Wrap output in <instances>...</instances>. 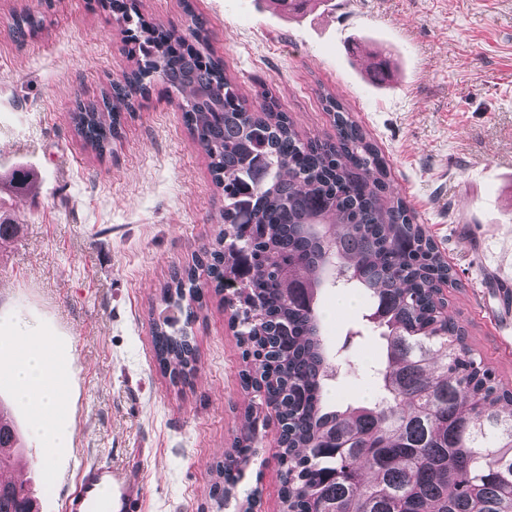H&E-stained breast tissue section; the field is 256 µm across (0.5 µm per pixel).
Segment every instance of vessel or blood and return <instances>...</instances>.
Returning <instances> with one entry per match:
<instances>
[{"instance_id": "obj_1", "label": "vessel or blood", "mask_w": 512, "mask_h": 512, "mask_svg": "<svg viewBox=\"0 0 512 512\" xmlns=\"http://www.w3.org/2000/svg\"><path fill=\"white\" fill-rule=\"evenodd\" d=\"M65 512H133L142 485L131 471L108 464H84Z\"/></svg>"}]
</instances>
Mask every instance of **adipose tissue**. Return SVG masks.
Returning a JSON list of instances; mask_svg holds the SVG:
<instances>
[{
  "label": "adipose tissue",
  "mask_w": 512,
  "mask_h": 512,
  "mask_svg": "<svg viewBox=\"0 0 512 512\" xmlns=\"http://www.w3.org/2000/svg\"><path fill=\"white\" fill-rule=\"evenodd\" d=\"M20 355L12 366V376L20 398L36 406V423L39 430H47V418L60 404V392L56 386V365L50 350L33 337L17 335Z\"/></svg>",
  "instance_id": "ef3b65f1"
}]
</instances>
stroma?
I'll return each instance as SVG.
<instances>
[{
	"mask_svg": "<svg viewBox=\"0 0 512 512\" xmlns=\"http://www.w3.org/2000/svg\"><path fill=\"white\" fill-rule=\"evenodd\" d=\"M24 8L46 29L19 44L8 28ZM140 11L180 34L203 17L248 104L272 97L304 136L334 134L322 90L350 108L461 282L446 293L449 313L512 386V311L496 286L512 280V0H325L298 16L266 0H142ZM362 43L391 61V80L361 67ZM132 62L98 0H0V213L18 226L0 248V336L21 324L49 345L64 377L58 425L70 433L44 459L51 442L34 434L32 407L0 392L26 445L19 469L39 512H62L79 463L100 459L139 474L138 512H242L252 495L259 512H279L278 426L251 406L229 308L212 299L199 311L190 380L172 384L155 366L160 290L214 240L224 206L177 95L152 82L100 159L69 124L76 100L98 99ZM17 169L33 176L27 190L10 182ZM336 300L331 290L321 299L341 368L330 396L366 403L375 390L363 363L381 341L365 298L343 311ZM249 431L251 464L214 498L217 462ZM49 465L50 496L40 480Z\"/></svg>",
	"mask_w": 512,
	"mask_h": 512,
	"instance_id": "obj_1",
	"label": "stroma"
}]
</instances>
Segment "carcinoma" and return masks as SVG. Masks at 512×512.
Wrapping results in <instances>:
<instances>
[{"label": "carcinoma", "instance_id": "cac0c4a2", "mask_svg": "<svg viewBox=\"0 0 512 512\" xmlns=\"http://www.w3.org/2000/svg\"><path fill=\"white\" fill-rule=\"evenodd\" d=\"M139 55L124 82L98 102L78 103L69 122L101 158L122 114L153 77L174 92L195 143L224 195L220 228L197 263L161 291L169 314L152 332L155 360L171 379L194 369L187 325L209 293L231 310L246 386L279 412L281 512H512V389L476 359L466 330L444 310L438 288L459 286L426 227L390 191V169L369 133L330 92L322 94L334 137L303 139L269 100L247 106L205 21L191 16L196 47L145 18L137 0L122 12ZM43 26L24 11L10 26L23 41ZM342 277L325 276L328 260ZM208 288L198 284V270ZM361 293L383 340L368 404L328 397L339 366L324 338L325 290ZM253 441L236 440L215 468L212 495L238 481ZM23 451L17 425L0 414V468ZM0 484V512H34L27 493Z\"/></svg>", "mask_w": 512, "mask_h": 512}]
</instances>
